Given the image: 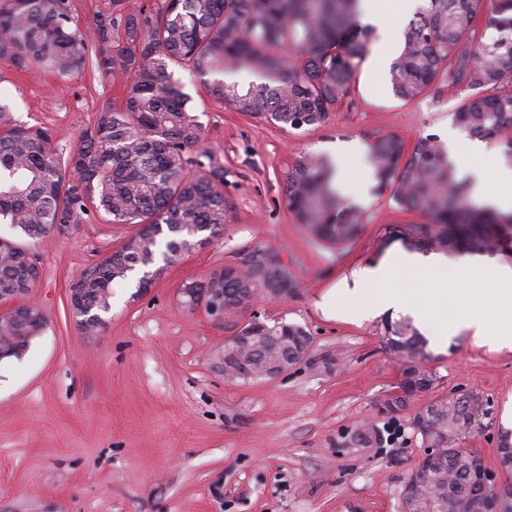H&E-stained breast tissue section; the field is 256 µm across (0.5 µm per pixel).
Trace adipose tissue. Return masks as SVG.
<instances>
[{"label":"adipose tissue","instance_id":"ef3b65f1","mask_svg":"<svg viewBox=\"0 0 512 512\" xmlns=\"http://www.w3.org/2000/svg\"><path fill=\"white\" fill-rule=\"evenodd\" d=\"M472 173L476 195L501 211H512V168L476 166ZM397 264L418 272H430L444 267L446 261L437 255L394 252L380 264L355 273L354 287L379 286L381 308L405 309L401 294L388 285L390 272ZM455 266L460 274L458 291L468 298L465 311L455 322L456 327L472 330L475 336L494 347L512 348V265L485 254H464L457 257ZM487 279L494 284V302L490 305L478 294L480 284Z\"/></svg>","mask_w":512,"mask_h":512}]
</instances>
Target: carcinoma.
<instances>
[{
	"instance_id": "obj_1",
	"label": "carcinoma",
	"mask_w": 512,
	"mask_h": 512,
	"mask_svg": "<svg viewBox=\"0 0 512 512\" xmlns=\"http://www.w3.org/2000/svg\"><path fill=\"white\" fill-rule=\"evenodd\" d=\"M423 0L409 21L389 76L397 96L413 101L462 89L453 120L470 138L498 141L512 163V0ZM109 0L83 32L71 0H0V54L18 68L42 67L64 79L85 64L123 76L122 99L96 113L80 145L67 158L52 147L44 128L13 126L0 133V224L41 240L58 224H71L93 206L114 224L139 230L74 278L84 291L79 326L96 331L110 308L112 283L161 256L193 252L224 225V171L188 157L203 127L193 115L176 72L196 76L205 93L232 112L300 129L322 123L351 97L369 51L371 31L360 25L359 0H164L153 9ZM289 51L291 56L284 55ZM261 79L248 83L225 73ZM368 164L376 189L389 192L400 211L418 221L385 228L384 239L408 248L458 256L470 251L512 249V212L477 204L440 137L419 138L412 150L393 134L377 138ZM285 198L297 222L320 238L344 244L364 223L333 181L328 157L305 155L288 169ZM265 266L227 264L204 282L186 288H222L224 305L248 290L268 293L291 282L279 253L265 244L248 247ZM28 252L8 239L0 248V289L31 288L40 278ZM260 324L258 337L241 351L246 359L273 355L296 363L302 346L290 340L308 331L296 324ZM43 321L30 315L0 327L23 355ZM388 344L409 355L428 345L408 321L386 324ZM429 443L439 449L429 477L419 486L423 512H460L472 501L464 465L473 452L459 447L458 431L484 413L482 396L462 405L433 404Z\"/></svg>"
}]
</instances>
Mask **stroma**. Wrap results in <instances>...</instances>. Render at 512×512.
<instances>
[{
    "label": "stroma",
    "instance_id": "35a3bbf8",
    "mask_svg": "<svg viewBox=\"0 0 512 512\" xmlns=\"http://www.w3.org/2000/svg\"><path fill=\"white\" fill-rule=\"evenodd\" d=\"M379 50L372 38L351 103L299 130L225 110L199 80L185 78L204 127L203 141L188 154L223 168L224 226L156 276L139 267L115 280L95 332L81 330L69 285L120 247L135 225L92 210L32 243L0 224V235L28 245L37 259L41 277L27 299L45 316L21 358L0 360V512H399L423 454L414 415L471 390L489 399L493 423L462 434L461 445L499 481L512 480L498 451L502 435L512 434V349L478 344L465 331L443 339L426 327V357H410L386 345L385 323L400 315L372 312L376 287L345 298L356 316L322 305L327 293L384 258L386 226L412 223L414 215L398 211L367 175L348 198L364 215L359 234L337 244L298 224L286 203V174L300 156L325 155L337 172L367 174L376 138L396 134L411 146L452 127L459 96L402 100L375 62ZM121 94V79L95 70L63 81L0 56L8 124L48 128L64 157L94 113ZM257 242L278 250L296 285L293 296L259 299L221 321L181 306L182 283L208 278ZM454 279L445 268L417 273L398 266L389 285L444 323L449 316L431 286ZM256 316L304 326L311 347L281 377L226 380L216 351ZM413 365L431 385L407 396L402 386ZM399 395L406 398L401 410L382 411L385 399ZM365 428L378 440L359 441Z\"/></svg>",
    "mask_w": 512,
    "mask_h": 512
}]
</instances>
